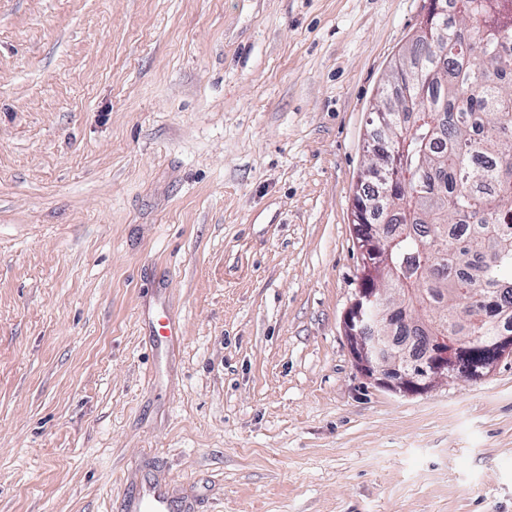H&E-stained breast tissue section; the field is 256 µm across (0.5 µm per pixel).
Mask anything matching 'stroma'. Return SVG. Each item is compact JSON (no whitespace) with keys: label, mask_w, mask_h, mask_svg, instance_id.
<instances>
[{"label":"stroma","mask_w":512,"mask_h":512,"mask_svg":"<svg viewBox=\"0 0 512 512\" xmlns=\"http://www.w3.org/2000/svg\"><path fill=\"white\" fill-rule=\"evenodd\" d=\"M427 5L0 0V512H115L133 475L193 512H512V354L403 395L344 331Z\"/></svg>","instance_id":"35a3bbf8"}]
</instances>
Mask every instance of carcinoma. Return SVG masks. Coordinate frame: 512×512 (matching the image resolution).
I'll return each instance as SVG.
<instances>
[{"label": "carcinoma", "instance_id": "1", "mask_svg": "<svg viewBox=\"0 0 512 512\" xmlns=\"http://www.w3.org/2000/svg\"><path fill=\"white\" fill-rule=\"evenodd\" d=\"M415 37L383 94H408L374 142L410 133L406 152L376 163L397 180L381 203L395 226L387 282L410 293L435 336L512 335V0H452ZM468 355L456 372L483 374Z\"/></svg>", "mask_w": 512, "mask_h": 512}]
</instances>
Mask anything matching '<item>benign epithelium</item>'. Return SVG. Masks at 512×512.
<instances>
[{
  "label": "benign epithelium",
  "instance_id": "benign-epithelium-1",
  "mask_svg": "<svg viewBox=\"0 0 512 512\" xmlns=\"http://www.w3.org/2000/svg\"><path fill=\"white\" fill-rule=\"evenodd\" d=\"M369 192L364 182L354 199L353 222L355 239L363 256L362 282L357 288L345 320L348 337L358 367L388 388L399 393L428 391L437 381L453 373V355L461 348L480 347L479 337L469 336L460 341L445 336H427L424 362L428 373L416 371L408 348L390 341L388 333L398 322L408 323L414 315L406 304L385 300L381 288L382 269L388 256L389 234L381 224L368 223L362 199Z\"/></svg>",
  "mask_w": 512,
  "mask_h": 512
}]
</instances>
